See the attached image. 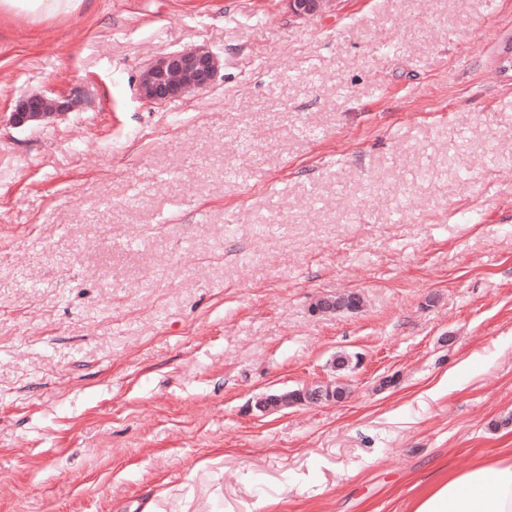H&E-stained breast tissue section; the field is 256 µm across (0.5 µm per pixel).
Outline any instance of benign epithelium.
Masks as SVG:
<instances>
[{
	"mask_svg": "<svg viewBox=\"0 0 512 512\" xmlns=\"http://www.w3.org/2000/svg\"><path fill=\"white\" fill-rule=\"evenodd\" d=\"M331 0H288V8L298 18H307L321 12ZM222 67L220 55L207 46H196L156 57L147 62L139 76L142 100L160 105L175 98H184L208 90L216 81ZM78 99L32 94L21 98L10 115L15 127H24L45 121L56 114L74 109ZM363 296L356 292L320 298L313 311L335 313L356 312L363 308ZM346 397V388L340 381L307 385L279 395L262 396L255 400L256 410L266 414L288 406L339 403Z\"/></svg>",
	"mask_w": 512,
	"mask_h": 512,
	"instance_id": "obj_1",
	"label": "benign epithelium"
}]
</instances>
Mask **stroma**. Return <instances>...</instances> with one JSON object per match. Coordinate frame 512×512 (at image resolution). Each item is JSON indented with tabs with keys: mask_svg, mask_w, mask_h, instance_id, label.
I'll return each instance as SVG.
<instances>
[{
	"mask_svg": "<svg viewBox=\"0 0 512 512\" xmlns=\"http://www.w3.org/2000/svg\"><path fill=\"white\" fill-rule=\"evenodd\" d=\"M195 46L214 85L143 102ZM510 47L512 0L0 25V512H411L435 463L512 454ZM33 93L80 107L12 126ZM222 67L220 55L207 46H196L156 57L139 76L142 100L160 105L207 91ZM364 299L360 293L350 292L330 298H320L313 304V311L320 313H335L340 311L356 312L363 308ZM346 394L343 383L333 380L306 385L301 389L279 395L258 397L254 406L256 410L266 414L297 404L313 406L324 403H339L346 397Z\"/></svg>",
	"mask_w": 512,
	"mask_h": 512,
	"instance_id": "stroma-1",
	"label": "stroma"
}]
</instances>
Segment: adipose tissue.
<instances>
[{
    "label": "adipose tissue",
    "instance_id": "1",
    "mask_svg": "<svg viewBox=\"0 0 512 512\" xmlns=\"http://www.w3.org/2000/svg\"><path fill=\"white\" fill-rule=\"evenodd\" d=\"M83 0H0V21L39 25L78 14ZM412 512H512V456L475 455L462 469L438 467Z\"/></svg>",
    "mask_w": 512,
    "mask_h": 512
}]
</instances>
